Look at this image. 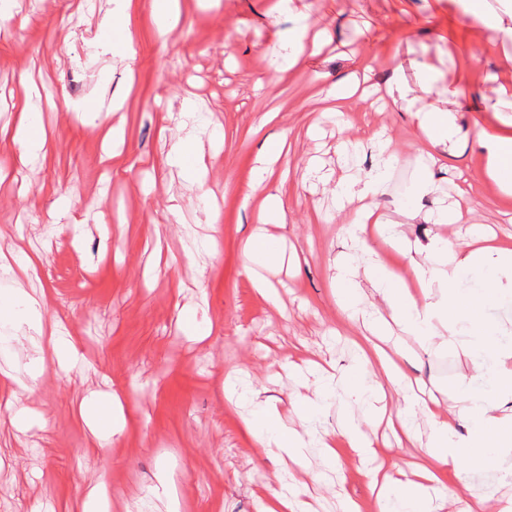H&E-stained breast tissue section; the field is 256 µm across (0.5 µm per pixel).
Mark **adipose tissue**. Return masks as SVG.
Instances as JSON below:
<instances>
[{"instance_id": "ef3b65f1", "label": "adipose tissue", "mask_w": 512, "mask_h": 512, "mask_svg": "<svg viewBox=\"0 0 512 512\" xmlns=\"http://www.w3.org/2000/svg\"><path fill=\"white\" fill-rule=\"evenodd\" d=\"M462 15L469 20L479 40L512 43V0H456ZM280 12L291 14L295 33L274 64L283 72L305 63L302 41L309 27L308 17L295 12L293 0H279ZM364 81L370 82L371 92L381 93L394 111L407 113L416 136L432 149L448 152L461 146L465 137L456 122L457 112L471 90L469 80L460 78L439 84L437 71L427 63L404 62L393 56L390 75L383 84L373 78L374 63L363 68ZM436 91L437 99L424 101L423 95ZM39 115L31 103H24L16 114L7 138L19 148L21 156L42 154L46 134L35 126ZM477 146L485 163L483 172L500 191L503 198L512 199V122L489 132L478 129ZM378 162L364 179L341 189L340 197H359L362 209L352 221L348 236H355V227L367 223L377 208L380 194L396 156L389 144L376 145ZM286 204L276 192L266 191L264 203L256 215L261 229L248 239L245 246V269L253 288L266 292L259 268L277 264L282 253L264 225L276 222L284 215ZM417 254L425 255L426 263H412L416 283L408 288L384 259L367 268L345 261L337 267V281L342 298L341 309L348 319H367L368 296H375L390 310L393 320L404 332L417 336L430 347H453L460 353L464 367L454 382L457 397L454 404L446 402L435 390L424 391L413 400L390 403L384 392L359 380V367H374L391 383L397 384L403 373L396 363L403 350L393 345L382 349L370 336L354 340L359 352L358 365H330L323 370L321 384L314 398L296 400L295 412L304 423L319 419L328 399L342 397L345 406H359L363 418L344 416L338 434L307 432L300 434L281 417L273 398L254 399L253 411L243 418L242 426L262 448H275L286 455L299 469H306L310 449H317L328 462H335L337 436H344L360 456L373 453L371 441L363 426L386 423L398 441L421 449V460L402 468L397 464L380 465L368 471L367 484L374 497L377 512H443L442 501L453 499L459 512H487L489 496L472 500L443 488L441 481L448 471L459 470L464 460L471 458L475 444L488 448L494 459L492 471L500 477L512 475V415L504 414L501 390L512 388V341L504 342V333L494 313L512 310V250L488 245L479 249L440 239L417 246ZM40 265L37 255L24 259L0 252V273L9 276L12 286L0 292V344L9 342L11 333L27 328L42 331V304L18 288L19 278L35 274ZM448 282L449 287L434 293L435 279ZM96 409L90 420L96 440L121 433L126 425L123 408L116 395L95 398ZM424 413L427 431L416 425L417 413ZM465 421L467 434H460L457 423ZM259 512H311L300 490L282 486L279 476L264 483L259 497Z\"/></svg>"}]
</instances>
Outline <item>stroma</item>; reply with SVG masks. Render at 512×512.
<instances>
[{
	"label": "stroma",
	"mask_w": 512,
	"mask_h": 512,
	"mask_svg": "<svg viewBox=\"0 0 512 512\" xmlns=\"http://www.w3.org/2000/svg\"><path fill=\"white\" fill-rule=\"evenodd\" d=\"M149 2L130 0L123 19L137 55L131 70L103 37L112 0H17L13 17L0 20V126L12 122V102L35 94L46 132L44 154L24 165L0 138V174L13 179L0 185V229L7 242L41 254L22 286L43 294L44 322L77 340L87 360L64 373L41 362L30 336L0 345V401L11 378L43 370L31 416L0 438V512H82L101 485L108 497L92 512H168L161 488L169 482L178 512H256L266 476L285 479L291 469L242 428L252 405L225 401L224 376L236 373L287 409L293 396H312L316 382L310 373L290 375L289 360L352 363L355 328L336 305V266L346 256L367 266L382 244L370 224L359 239L345 237L334 191L376 165L377 136L398 156L377 201L408 244L456 242L470 225L512 243V206L484 179L474 145L440 158L435 192L421 203L427 211L465 196L470 225L406 219L400 204L416 174L407 113L357 96L336 115L314 77L319 71L332 83L364 57L397 53L433 65L446 81L476 79L477 109L459 113V123L491 127L488 108L499 94L480 76L501 65V46L484 45L472 62L473 31L450 0H294L330 41L314 68L286 73L273 63L294 23L274 12L275 0H179L180 21L164 35ZM189 92L198 97L192 120L181 108ZM88 99H120L124 108L91 120L73 110ZM118 124L125 142L115 156L103 133ZM215 126L224 130L217 151L208 142ZM181 135L198 142L218 210H204L196 187L170 163ZM280 136L288 151L266 180L287 203L284 223L267 227L285 249L283 264L267 273L278 295L272 303L253 291L242 248L262 204L249 192L254 158ZM343 140L351 146L342 156ZM174 199L180 224L168 211ZM74 224L85 228L81 240ZM185 307L211 324L205 341L178 329ZM387 332L404 342L401 365L411 378L453 385L462 369L455 349H423L393 323ZM113 391L128 421L98 446L81 403ZM336 452V467L317 453L308 457L322 477L308 496L315 512H336L348 495L376 512L359 457L343 443Z\"/></svg>",
	"instance_id": "obj_1"
}]
</instances>
